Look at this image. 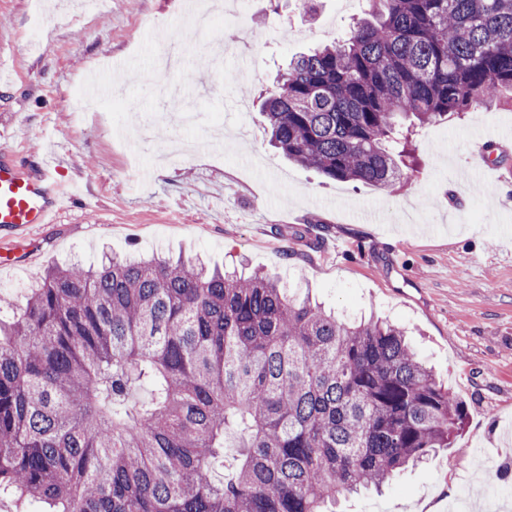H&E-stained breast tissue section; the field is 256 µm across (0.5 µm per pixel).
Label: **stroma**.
<instances>
[{"instance_id":"obj_1","label":"stroma","mask_w":512,"mask_h":512,"mask_svg":"<svg viewBox=\"0 0 512 512\" xmlns=\"http://www.w3.org/2000/svg\"><path fill=\"white\" fill-rule=\"evenodd\" d=\"M229 2L207 0L200 30L180 0H0V146L27 166L60 158L55 180L84 197L25 238L0 231V296L22 304L54 267L157 253L376 313L406 328L466 418L429 464L343 512H448L465 486L472 512H488L490 463L504 470L495 512H512V185L475 164L488 141L512 156V108L419 129L418 170L395 190L328 180L271 146L258 96L294 54L345 38L369 0H249L234 14ZM185 31L204 46L223 38L224 52L169 74L175 108L152 60ZM107 56L124 69L102 72Z\"/></svg>"}]
</instances>
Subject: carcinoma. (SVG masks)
I'll return each mask as SVG.
<instances>
[{
    "label": "carcinoma",
    "instance_id": "obj_1",
    "mask_svg": "<svg viewBox=\"0 0 512 512\" xmlns=\"http://www.w3.org/2000/svg\"><path fill=\"white\" fill-rule=\"evenodd\" d=\"M372 2L262 113L293 162L392 189L417 128L512 105V0ZM464 416L401 328L260 273L112 257L0 305V494L52 512H336Z\"/></svg>",
    "mask_w": 512,
    "mask_h": 512
}]
</instances>
